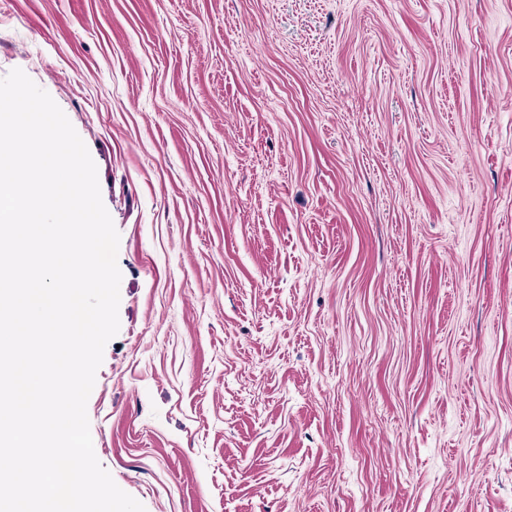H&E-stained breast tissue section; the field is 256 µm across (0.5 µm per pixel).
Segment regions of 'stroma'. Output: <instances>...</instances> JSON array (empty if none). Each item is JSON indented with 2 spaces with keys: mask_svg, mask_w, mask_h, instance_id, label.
Listing matches in <instances>:
<instances>
[{
  "mask_svg": "<svg viewBox=\"0 0 512 512\" xmlns=\"http://www.w3.org/2000/svg\"><path fill=\"white\" fill-rule=\"evenodd\" d=\"M120 234L95 455L146 512H512V0H0Z\"/></svg>",
  "mask_w": 512,
  "mask_h": 512,
  "instance_id": "stroma-1",
  "label": "stroma"
}]
</instances>
